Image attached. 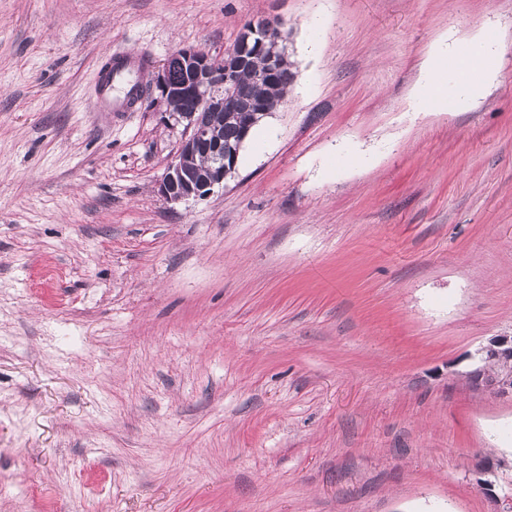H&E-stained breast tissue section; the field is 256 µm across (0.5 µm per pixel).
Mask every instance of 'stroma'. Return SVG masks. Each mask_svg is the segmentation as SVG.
Segmentation results:
<instances>
[{"mask_svg":"<svg viewBox=\"0 0 512 512\" xmlns=\"http://www.w3.org/2000/svg\"><path fill=\"white\" fill-rule=\"evenodd\" d=\"M269 16L272 139L166 203L156 72ZM487 37L480 97L415 98ZM511 332L512 0H0V512H506L512 399L466 373ZM447 56L448 45L446 48H440L436 54L430 57L424 79L416 89V95L423 98L433 108H442L448 102L442 77L446 59L448 61ZM113 61H118L104 75L96 86V104L108 112H128L137 102L142 85L136 76L145 69L146 60L131 52L120 51L113 54ZM122 86L123 96H112V88Z\"/></svg>","mask_w":512,"mask_h":512,"instance_id":"35a3bbf8","label":"stroma"}]
</instances>
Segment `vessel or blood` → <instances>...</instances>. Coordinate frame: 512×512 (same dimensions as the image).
<instances>
[{"instance_id": "1", "label": "vessel or blood", "mask_w": 512, "mask_h": 512, "mask_svg": "<svg viewBox=\"0 0 512 512\" xmlns=\"http://www.w3.org/2000/svg\"><path fill=\"white\" fill-rule=\"evenodd\" d=\"M116 63L96 86V104L104 111H130L138 98L142 86L137 77L144 70L146 61L142 56L120 51L115 55Z\"/></svg>"}]
</instances>
